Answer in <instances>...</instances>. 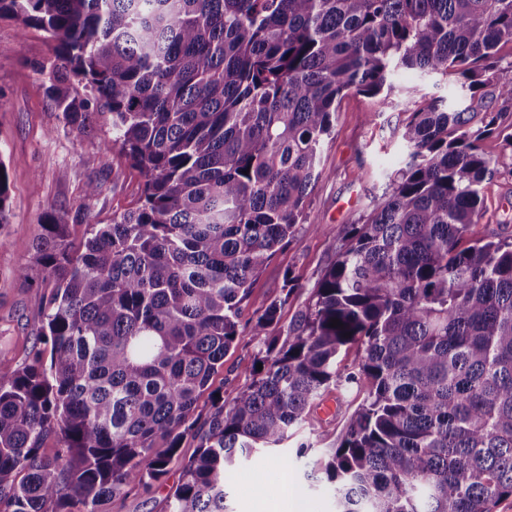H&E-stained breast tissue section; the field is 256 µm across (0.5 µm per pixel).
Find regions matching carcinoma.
I'll use <instances>...</instances> for the list:
<instances>
[{
  "instance_id": "cac0c4a2",
  "label": "carcinoma",
  "mask_w": 512,
  "mask_h": 512,
  "mask_svg": "<svg viewBox=\"0 0 512 512\" xmlns=\"http://www.w3.org/2000/svg\"><path fill=\"white\" fill-rule=\"evenodd\" d=\"M2 18L51 34L35 67L55 110L80 134L109 121L104 156L143 188L78 252L62 217H41L35 263L55 286L44 347L0 369V512H98L151 489L188 435L198 452L167 512H228L238 462L359 385L321 469L336 512H493L512 496V238L476 232L497 173L479 143L512 149L501 113L405 100L407 160L341 230L311 302L280 324L288 271L284 297L245 305L302 219L344 96L386 99L414 70L512 103V63L494 70L512 0H0ZM7 181L0 161V224ZM242 324L251 382L213 396L200 426Z\"/></svg>"
}]
</instances>
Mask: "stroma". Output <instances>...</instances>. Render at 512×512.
Here are the masks:
<instances>
[{
	"mask_svg": "<svg viewBox=\"0 0 512 512\" xmlns=\"http://www.w3.org/2000/svg\"><path fill=\"white\" fill-rule=\"evenodd\" d=\"M53 47L48 33L22 30L11 20H0V161L9 175L8 222L0 226V368L14 369L27 362L54 286L34 263L43 213L52 210L63 215L69 241L78 248L92 225L110 223L113 214L134 206L143 186L138 171L124 160L103 159L102 147L112 138L110 126L81 137L55 110L48 81L35 68L36 62L51 57ZM393 84L399 95L412 90L424 102L441 98L460 109L500 111L504 123L512 122V104L488 93L471 97L453 75L424 77L402 70ZM406 119V113L375 98L351 94L341 100L335 131L322 149L323 176L313 188L305 219L253 282L249 309L281 297L288 270L299 286L280 309L282 324H289L305 308L318 279L335 259L340 230L371 211L388 186L389 174L401 167L400 130ZM480 148L498 173L482 185L485 213L476 230L482 236L512 237V151L495 134L484 138ZM91 182L101 191L89 197L85 188ZM23 267L28 268V276H20ZM257 351L245 337L226 352L223 367L210 380V391L197 402L196 416H208L212 392L229 399L249 383L247 369ZM360 402L355 395L340 400L328 394L316 411L314 428L297 431L288 448L306 440L318 449L339 443ZM195 453V441L184 438L177 461L150 490L128 487L105 500L100 512H165L166 496L181 476V462ZM308 472L304 464L285 469L270 458L240 463L229 474L228 506L231 512H256L257 504L274 505L289 496L301 502L304 512H333L329 497Z\"/></svg>",
	"mask_w": 512,
	"mask_h": 512,
	"instance_id": "1",
	"label": "stroma"
}]
</instances>
